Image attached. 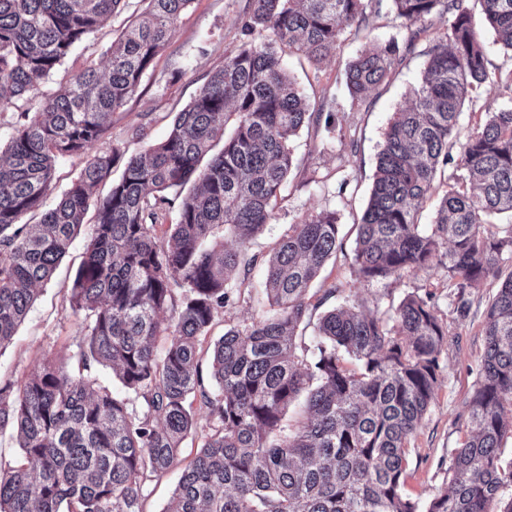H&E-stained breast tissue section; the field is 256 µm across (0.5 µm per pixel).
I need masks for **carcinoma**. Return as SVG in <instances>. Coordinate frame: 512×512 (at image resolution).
I'll return each instance as SVG.
<instances>
[{
    "label": "carcinoma",
    "instance_id": "carcinoma-1",
    "mask_svg": "<svg viewBox=\"0 0 512 512\" xmlns=\"http://www.w3.org/2000/svg\"><path fill=\"white\" fill-rule=\"evenodd\" d=\"M130 0H0V116L27 97L34 112L0 148V347L9 343L84 224L85 259L72 301L82 313L78 368L45 362L15 390L0 387V434H15L24 462L0 468V512H142L147 484L178 464L196 409L211 432L184 469L164 512H420L402 493L408 445L434 401L448 330L428 300L405 295L391 314L363 302L327 311L314 350L298 348L309 289L340 246L338 217L319 211L292 226L265 260L269 315L231 327L211 344L205 387L198 349L224 316L244 259L240 248L264 231L293 167L290 144L320 125L285 70L279 51L319 65L345 28H366L381 0H248L245 42L209 73L167 137L125 156L100 147L112 113L139 91L193 0L142 4L104 55L56 91L46 83L72 49ZM403 39L369 44L345 68L354 101L383 82L427 27L414 99L394 112L358 224L355 273L365 282L434 264L457 289L499 278L512 261V107L486 112L460 136L465 103L487 83L512 88V0H391ZM479 4L494 43L511 64L491 67L474 24ZM233 121L230 134L224 133ZM85 163L39 224L22 217L52 190L66 155ZM123 165L119 180L112 169ZM447 180L433 220L418 212ZM111 181L101 196L99 187ZM177 222L159 237L163 215ZM239 245L224 248V237ZM504 277V276H502ZM175 313L164 324L161 315ZM486 350L467 401L471 434L451 451L448 486L425 512H489L512 487V271L484 316ZM164 335L166 348L156 341ZM115 372L124 394L98 384ZM304 417L282 420L299 398Z\"/></svg>",
    "mask_w": 512,
    "mask_h": 512
}]
</instances>
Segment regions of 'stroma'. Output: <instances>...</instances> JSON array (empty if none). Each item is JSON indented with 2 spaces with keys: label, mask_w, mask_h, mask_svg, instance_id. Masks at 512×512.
Masks as SVG:
<instances>
[{
  "label": "stroma",
  "mask_w": 512,
  "mask_h": 512,
  "mask_svg": "<svg viewBox=\"0 0 512 512\" xmlns=\"http://www.w3.org/2000/svg\"><path fill=\"white\" fill-rule=\"evenodd\" d=\"M248 0H193L181 16L169 45L157 56L154 68L138 94L112 115L111 144L127 153L140 152L165 139L176 112L196 97L207 75L234 55L245 37L242 20ZM131 14L123 9L77 45L47 83L58 88L87 64L105 67L104 45L115 39ZM405 34L389 9H382L369 28H347L339 47L317 67L299 52L285 55L288 71L313 104H325L336 115L333 131L303 128L292 141L296 166L275 207L272 224L247 245L258 258L240 287L241 297L224 311L212 328L221 336L226 328L241 326L270 311L263 286V261L277 240L307 214L336 212L341 245L312 284L324 296V309L344 301H363L388 310L408 293L428 298L448 330L441 355L440 384L422 419L407 455L404 494L428 503L446 488L449 452L459 447L470 431L467 400L476 381L486 348L484 313L499 286L487 280L469 293L471 314L459 320L456 296L444 271L432 266L402 277L367 283L353 271L356 226L364 211L375 171L377 153L393 112L404 105L417 87L424 67L422 55L413 53L382 84L371 90L364 104L353 103L344 84V68L371 40L385 42ZM86 235H78L61 261L54 278L37 292V298L12 341L0 348V386H21L45 361L76 366L82 342V317L72 308V285L85 258ZM333 297H325L327 289ZM211 423L198 413L195 430L185 439L180 463L149 484L143 512H162L189 463L209 432Z\"/></svg>",
  "instance_id": "35a3bbf8"
}]
</instances>
